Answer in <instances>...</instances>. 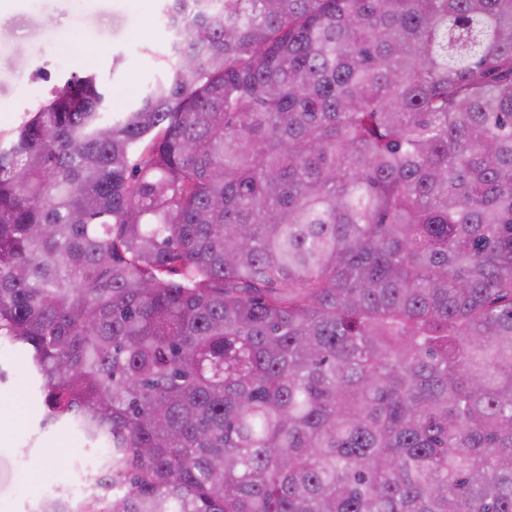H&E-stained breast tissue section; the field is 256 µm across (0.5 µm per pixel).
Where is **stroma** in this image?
Segmentation results:
<instances>
[{"mask_svg": "<svg viewBox=\"0 0 512 512\" xmlns=\"http://www.w3.org/2000/svg\"><path fill=\"white\" fill-rule=\"evenodd\" d=\"M163 0H0V133L73 75L97 76L112 113L170 72ZM0 512H24L34 486L78 478L77 438L39 429L41 398L17 350L0 346Z\"/></svg>", "mask_w": 512, "mask_h": 512, "instance_id": "1", "label": "stroma"}]
</instances>
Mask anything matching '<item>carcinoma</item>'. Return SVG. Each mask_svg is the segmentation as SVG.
<instances>
[{"label":"carcinoma","mask_w":512,"mask_h":512,"mask_svg":"<svg viewBox=\"0 0 512 512\" xmlns=\"http://www.w3.org/2000/svg\"><path fill=\"white\" fill-rule=\"evenodd\" d=\"M171 74L0 141V343L84 512H512V0H166ZM97 490L96 484L89 481L75 487L66 494L65 507L67 512H83L85 501Z\"/></svg>","instance_id":"1"}]
</instances>
